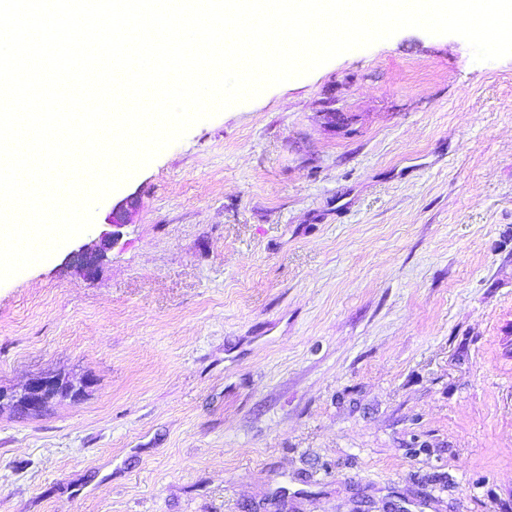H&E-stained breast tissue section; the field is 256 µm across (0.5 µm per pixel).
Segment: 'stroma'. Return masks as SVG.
Instances as JSON below:
<instances>
[{
	"label": "stroma",
	"mask_w": 512,
	"mask_h": 512,
	"mask_svg": "<svg viewBox=\"0 0 512 512\" xmlns=\"http://www.w3.org/2000/svg\"><path fill=\"white\" fill-rule=\"evenodd\" d=\"M42 373L92 386L0 410V512H512V57L404 29L194 125L0 284ZM136 207L134 199L125 198L115 205L112 204V212L107 226L99 235V239L91 247L81 248L72 257H77L83 268V275L87 279L94 278L98 270V262L104 252L113 248L120 239V229L129 223L132 211Z\"/></svg>",
	"instance_id": "1"
}]
</instances>
